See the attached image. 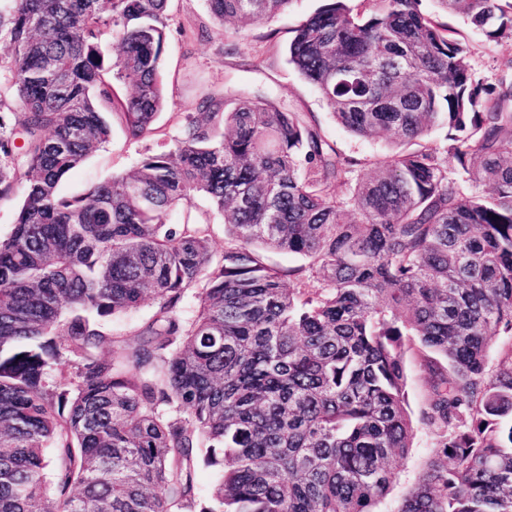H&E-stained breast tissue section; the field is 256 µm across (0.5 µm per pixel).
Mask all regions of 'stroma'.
<instances>
[{
	"mask_svg": "<svg viewBox=\"0 0 512 512\" xmlns=\"http://www.w3.org/2000/svg\"><path fill=\"white\" fill-rule=\"evenodd\" d=\"M319 4L320 0H293L287 13L241 28L233 21L217 25L205 0H169L170 29L163 52L167 105L157 117L154 134L131 141L121 128H114L109 144L66 176L62 191L83 193L114 174L128 171L143 154L166 150L183 115L196 111L201 93L207 91L259 90L271 94L287 109L314 118L331 144L358 160V174H368L370 161L391 155L392 146L382 140L356 137L339 125L311 86L287 63L286 49L293 28ZM442 20L470 43L476 81L495 85L512 77L506 67L512 60V40H488L455 14L443 15ZM433 450V435L423 425H416L413 445L400 461L376 512H396Z\"/></svg>",
	"mask_w": 512,
	"mask_h": 512,
	"instance_id": "35a3bbf8",
	"label": "stroma"
}]
</instances>
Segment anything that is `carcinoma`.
I'll return each mask as SVG.
<instances>
[{
    "mask_svg": "<svg viewBox=\"0 0 512 512\" xmlns=\"http://www.w3.org/2000/svg\"><path fill=\"white\" fill-rule=\"evenodd\" d=\"M291 2L207 0L221 25ZM422 2L323 0L293 30L288 64L335 120L402 147L371 175L276 99L209 93L168 150L71 195L112 122L154 133L168 0H0V201L22 188L0 239V512H373L413 443V348L435 453L396 512H512V82H477ZM434 2L512 40V0ZM267 250L304 260L294 287ZM147 297L139 342L112 337Z\"/></svg>",
    "mask_w": 512,
    "mask_h": 512,
    "instance_id": "cac0c4a2",
    "label": "carcinoma"
}]
</instances>
